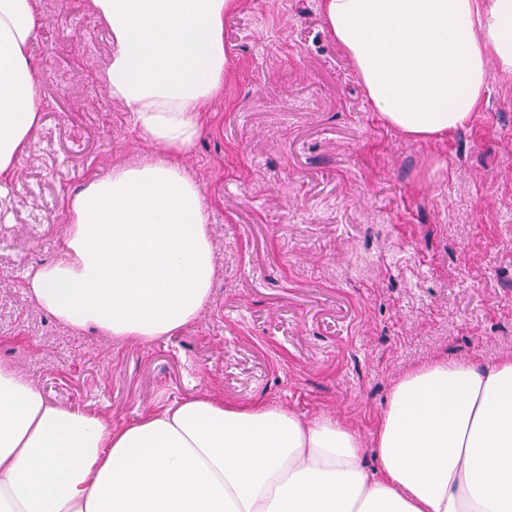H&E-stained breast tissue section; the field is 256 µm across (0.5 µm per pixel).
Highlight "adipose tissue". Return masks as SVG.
<instances>
[{"mask_svg":"<svg viewBox=\"0 0 512 512\" xmlns=\"http://www.w3.org/2000/svg\"><path fill=\"white\" fill-rule=\"evenodd\" d=\"M385 123L414 140L472 120L490 60L512 70V0H319ZM237 0H91L110 37L108 93L152 154L68 201L58 260L28 294L58 322L151 342L209 302L202 191L178 165L224 90ZM34 0H0V212L41 123ZM372 443L332 417L185 397L115 425L0 369V512H512V356L438 359L394 385Z\"/></svg>","mask_w":512,"mask_h":512,"instance_id":"obj_1","label":"adipose tissue"}]
</instances>
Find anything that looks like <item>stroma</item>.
Returning <instances> with one entry per match:
<instances>
[{
  "mask_svg": "<svg viewBox=\"0 0 512 512\" xmlns=\"http://www.w3.org/2000/svg\"><path fill=\"white\" fill-rule=\"evenodd\" d=\"M44 105L0 223V366L108 422L180 396L334 416L364 441L395 383L434 359L512 355V71L488 66L473 120L414 141L373 112L319 0H239L209 130L181 157L209 205L213 287L168 337L74 331L23 275L59 258L65 194L148 156L103 80L90 0H35Z\"/></svg>",
  "mask_w": 512,
  "mask_h": 512,
  "instance_id": "35a3bbf8",
  "label": "stroma"
}]
</instances>
